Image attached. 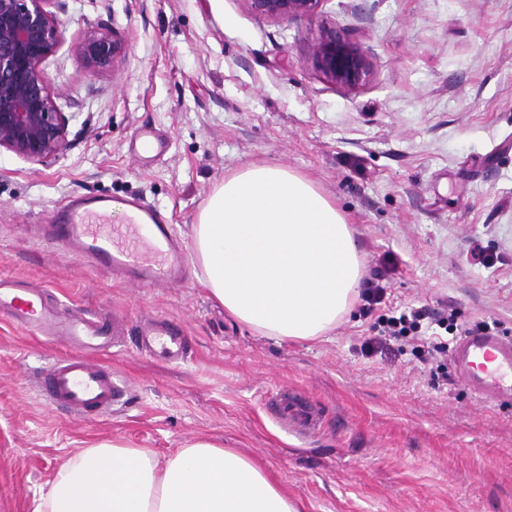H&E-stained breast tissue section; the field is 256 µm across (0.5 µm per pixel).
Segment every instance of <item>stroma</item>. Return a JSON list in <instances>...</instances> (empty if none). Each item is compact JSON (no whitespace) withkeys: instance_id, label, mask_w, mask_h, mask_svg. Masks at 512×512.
Masks as SVG:
<instances>
[{"instance_id":"obj_1","label":"stroma","mask_w":512,"mask_h":512,"mask_svg":"<svg viewBox=\"0 0 512 512\" xmlns=\"http://www.w3.org/2000/svg\"><path fill=\"white\" fill-rule=\"evenodd\" d=\"M65 4L46 71L68 146L48 166L0 150V277L113 324L121 341L103 358L130 400L96 422L51 409L32 372L64 347L0 317V512H35L60 467L99 442L161 458L197 440L256 461L301 512H512V404L432 373L405 340L361 347L378 316L415 308L512 337V0H320L289 19L245 0ZM101 23L128 50L94 74L71 45ZM325 26L363 47L358 87L314 66ZM144 128L164 144L149 159L132 149ZM250 164L310 177L346 215L364 272H382L372 314L356 302L327 336L288 342L210 297L193 226ZM83 195L158 207L191 280L133 284L48 237L54 207ZM157 316L183 329V360L136 349ZM283 391L315 407V433L278 420Z\"/></svg>"}]
</instances>
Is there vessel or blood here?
Returning a JSON list of instances; mask_svg holds the SVG:
<instances>
[{
  "instance_id": "vessel-or-blood-1",
  "label": "vessel or blood",
  "mask_w": 512,
  "mask_h": 512,
  "mask_svg": "<svg viewBox=\"0 0 512 512\" xmlns=\"http://www.w3.org/2000/svg\"><path fill=\"white\" fill-rule=\"evenodd\" d=\"M135 152L144 158L163 149L149 129L134 137ZM120 223H112L113 214ZM51 232L80 259L108 267L113 274L144 283H181L187 274L186 257L170 225L156 210L135 199L78 197L58 209ZM34 333L53 337L71 347V354L55 359L37 375V385L50 407L86 420L110 415L128 391L110 366L88 356V349L111 345L103 323L77 311L59 313L41 292L0 280V315ZM141 346L169 358L185 356L184 334L169 319L156 318L141 330ZM451 364L461 380L480 399L499 401L512 397V339L491 332L462 337L451 354ZM279 418L297 431L316 429L319 417L311 404L293 396L283 399Z\"/></svg>"
}]
</instances>
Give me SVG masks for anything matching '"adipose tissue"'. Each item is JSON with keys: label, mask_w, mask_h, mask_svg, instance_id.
I'll list each match as a JSON object with an SVG mask.
<instances>
[{"label": "adipose tissue", "mask_w": 512, "mask_h": 512, "mask_svg": "<svg viewBox=\"0 0 512 512\" xmlns=\"http://www.w3.org/2000/svg\"><path fill=\"white\" fill-rule=\"evenodd\" d=\"M205 285L239 323L282 340L325 335L362 278L351 228L304 175L250 165L225 178L194 226ZM36 512H300L266 472L199 440L157 460L100 443L75 454Z\"/></svg>", "instance_id": "1"}]
</instances>
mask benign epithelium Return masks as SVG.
<instances>
[{
    "mask_svg": "<svg viewBox=\"0 0 512 512\" xmlns=\"http://www.w3.org/2000/svg\"><path fill=\"white\" fill-rule=\"evenodd\" d=\"M262 17L311 16L320 0H245ZM63 0H0V148L40 165L56 161L68 146L61 112L44 64L59 48L63 31L51 8ZM75 54L99 74L125 56L127 43L103 25L83 30ZM315 66L331 81L356 87L369 67L361 46L334 28H323L311 47Z\"/></svg>",
    "mask_w": 512,
    "mask_h": 512,
    "instance_id": "1",
    "label": "benign epithelium"
}]
</instances>
